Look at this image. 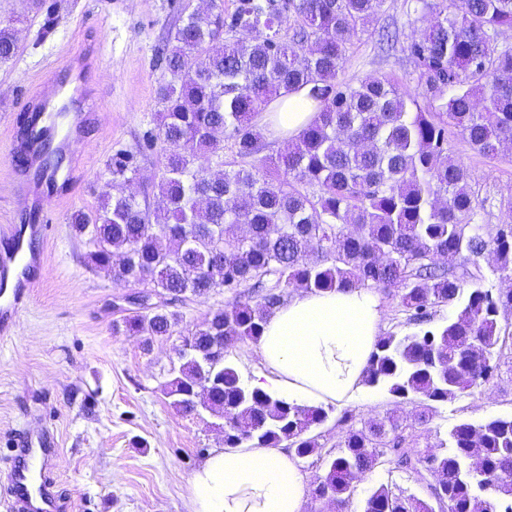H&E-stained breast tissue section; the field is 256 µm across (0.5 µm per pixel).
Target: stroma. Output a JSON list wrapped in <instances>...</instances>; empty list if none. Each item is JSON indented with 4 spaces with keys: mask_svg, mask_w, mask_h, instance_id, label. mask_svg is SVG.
I'll return each instance as SVG.
<instances>
[{
    "mask_svg": "<svg viewBox=\"0 0 512 512\" xmlns=\"http://www.w3.org/2000/svg\"><path fill=\"white\" fill-rule=\"evenodd\" d=\"M211 0H0V22L10 26L17 55L0 61V225L18 224L24 214L14 194L8 143L20 104L47 72L71 53L98 55L92 74L95 122L70 162L77 180L65 196L46 200L56 222L44 246L45 262L16 326L0 336V474L9 465L16 430L45 422L60 449L50 477L66 503L64 512H188V480L224 446L222 422L209 413L186 414L164 394L177 367L178 347L213 310L231 300L216 290L181 305L173 335L153 338L116 334L112 322L127 286L88 258L75 218L96 211L108 167L117 154L133 153L137 175L118 184L123 193H150L161 167L155 142L161 109L157 51L186 8L206 10ZM431 18L414 0H385L369 32L354 39L340 77L357 81L385 76L405 92L418 89V71L408 46ZM396 29L399 41L382 51L377 31ZM448 154L468 169L478 208L477 223L494 230L512 224V148L487 158L456 131ZM512 415V362L481 387L440 405L423 417L414 402H399L385 390L363 387L356 398L334 405L317 428L323 450H336L348 431L372 420L397 425V449L361 480L347 512H359L378 486L428 498L434 481L426 457L447 453V433L459 422ZM414 460L397 465L399 455Z\"/></svg>",
    "mask_w": 512,
    "mask_h": 512,
    "instance_id": "obj_1",
    "label": "stroma"
}]
</instances>
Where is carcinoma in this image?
Here are the masks:
<instances>
[{
    "label": "carcinoma",
    "mask_w": 512,
    "mask_h": 512,
    "mask_svg": "<svg viewBox=\"0 0 512 512\" xmlns=\"http://www.w3.org/2000/svg\"><path fill=\"white\" fill-rule=\"evenodd\" d=\"M415 2L434 14L409 45L425 108L389 78L339 79L353 38L383 0H238L228 17L217 7L190 11L159 56L156 188L165 207L152 209L147 194L105 190L93 215L75 219L92 263L140 287L141 302L113 322L115 333H145L147 343L170 336L181 321L176 306L217 288L235 293L185 337L164 385L177 409L224 419L226 448L283 444L300 459L321 454L312 431L328 420L323 406L274 398L224 358L236 343L259 342L280 288L396 291L418 330L381 337L364 384L426 414L500 367V312L512 309V288H488L477 264L463 279L449 267L488 251L493 272L511 276L512 224L491 234L475 223L467 169L445 151L450 127L488 158L512 145V46L497 44L512 29V0ZM17 51L0 26V60ZM303 90L312 117L276 154H263L261 113ZM226 141L241 159L229 169ZM136 171L131 155L114 157L112 184ZM240 224L249 237L235 232ZM350 225L357 231L346 232ZM441 306L455 316L422 329ZM395 428L372 421L349 431L315 498L348 502ZM448 448L427 459L435 503L381 485L362 512H435L441 503L448 512H512V483L501 482L512 474V416L456 424Z\"/></svg>",
    "instance_id": "cac0c4a2"
}]
</instances>
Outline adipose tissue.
I'll return each instance as SVG.
<instances>
[{"label": "adipose tissue", "mask_w": 512, "mask_h": 512, "mask_svg": "<svg viewBox=\"0 0 512 512\" xmlns=\"http://www.w3.org/2000/svg\"><path fill=\"white\" fill-rule=\"evenodd\" d=\"M383 312L365 289L300 291L268 319L253 384L300 405L343 404L360 390ZM190 512H302L308 488L281 448L215 451L188 481Z\"/></svg>", "instance_id": "adipose-tissue-1"}]
</instances>
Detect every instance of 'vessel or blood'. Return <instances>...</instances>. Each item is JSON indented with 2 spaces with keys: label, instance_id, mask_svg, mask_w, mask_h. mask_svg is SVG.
I'll list each match as a JSON object with an SVG mask.
<instances>
[{
  "label": "vessel or blood",
  "instance_id": "vessel-or-blood-1",
  "mask_svg": "<svg viewBox=\"0 0 512 512\" xmlns=\"http://www.w3.org/2000/svg\"><path fill=\"white\" fill-rule=\"evenodd\" d=\"M41 111L28 113L29 135L10 140V153L18 186L16 196L26 220L0 226V333L16 324L29 293L44 266L43 243L53 230V220L42 204L43 194L55 192L75 175L69 168L54 169L45 161L47 154H73L82 138L89 114L74 110L76 90L68 83L44 80L36 89ZM71 108L59 113L58 98ZM59 451L57 437L47 428L24 429L15 436V448L0 498L9 512H63L64 503L55 483L43 478Z\"/></svg>",
  "mask_w": 512,
  "mask_h": 512
}]
</instances>
